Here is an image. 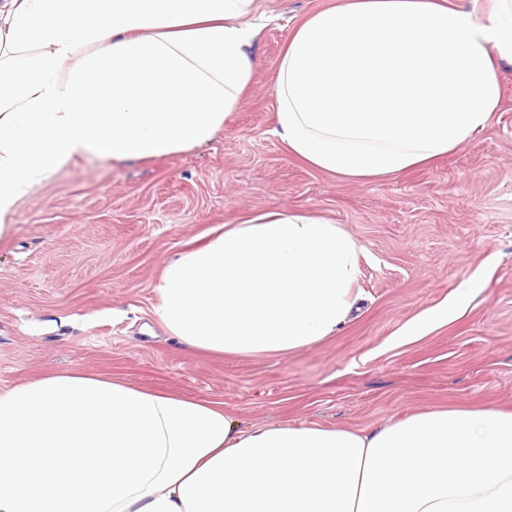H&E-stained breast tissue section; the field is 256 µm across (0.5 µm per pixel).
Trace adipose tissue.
<instances>
[{
    "label": "adipose tissue",
    "instance_id": "obj_1",
    "mask_svg": "<svg viewBox=\"0 0 512 512\" xmlns=\"http://www.w3.org/2000/svg\"><path fill=\"white\" fill-rule=\"evenodd\" d=\"M255 11V0H0V240L76 158L210 143L251 83ZM503 61L512 0H340L290 35L273 134L317 170L393 176L485 129ZM359 278L357 245L336 224L259 212L177 254L154 312L192 348L281 355L334 334ZM475 296L462 282L400 338ZM0 512H512V411L249 429L217 400L53 373L0 388Z\"/></svg>",
    "mask_w": 512,
    "mask_h": 512
}]
</instances>
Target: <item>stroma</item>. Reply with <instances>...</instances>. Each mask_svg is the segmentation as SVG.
Instances as JSON below:
<instances>
[{"instance_id":"35a3bbf8","label":"stroma","mask_w":512,"mask_h":512,"mask_svg":"<svg viewBox=\"0 0 512 512\" xmlns=\"http://www.w3.org/2000/svg\"><path fill=\"white\" fill-rule=\"evenodd\" d=\"M336 0H257L268 16L238 109L208 145L115 163L79 158L37 186L0 241V387L79 371L208 397L248 428L376 429L438 408L512 409V64L487 127L433 162L374 181L316 170L272 134L290 34ZM330 219L362 248L358 311L277 356L216 355L153 312L167 261L260 210ZM479 276L459 318L394 344Z\"/></svg>"}]
</instances>
